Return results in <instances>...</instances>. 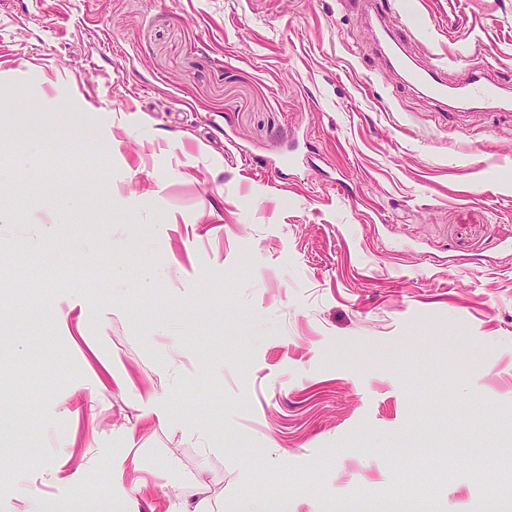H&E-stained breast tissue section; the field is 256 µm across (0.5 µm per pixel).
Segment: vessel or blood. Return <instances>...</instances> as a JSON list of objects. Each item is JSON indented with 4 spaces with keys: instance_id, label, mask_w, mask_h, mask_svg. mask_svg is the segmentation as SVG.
Instances as JSON below:
<instances>
[{
    "instance_id": "b4317fda",
    "label": "vessel or blood",
    "mask_w": 512,
    "mask_h": 512,
    "mask_svg": "<svg viewBox=\"0 0 512 512\" xmlns=\"http://www.w3.org/2000/svg\"><path fill=\"white\" fill-rule=\"evenodd\" d=\"M361 5L365 21L377 31L384 46L388 68L401 72L413 88L443 105H493L502 110L512 108V90L503 87L491 71H473L465 81L456 83L449 79L445 65L424 69L413 63L398 36L400 27L412 24L414 13L410 0H405L401 10L392 16L375 12L374 0H361Z\"/></svg>"
}]
</instances>
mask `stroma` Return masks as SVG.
<instances>
[{
	"mask_svg": "<svg viewBox=\"0 0 512 512\" xmlns=\"http://www.w3.org/2000/svg\"><path fill=\"white\" fill-rule=\"evenodd\" d=\"M412 3L419 66L512 85V0ZM0 212V512L512 499V112L358 0H0ZM374 1H360L363 17L367 24L378 32L389 69L400 71L409 85L437 103L446 105L447 102H451L450 108L454 111L462 109L457 105H496L500 110L511 111V89L503 87L489 70H475L464 82L456 83L448 78V68L443 64L432 69H423L415 65L405 53L404 43L397 34L400 27H411L413 5L404 2L401 10L390 21L386 13L373 11L377 9L374 7ZM179 492L176 497L179 499L178 512H203L202 505L204 500H198L195 505L193 502L197 500V496L200 495L198 486L193 483H183L179 486Z\"/></svg>",
	"mask_w": 512,
	"mask_h": 512,
	"instance_id": "35a3bbf8",
	"label": "stroma"
}]
</instances>
